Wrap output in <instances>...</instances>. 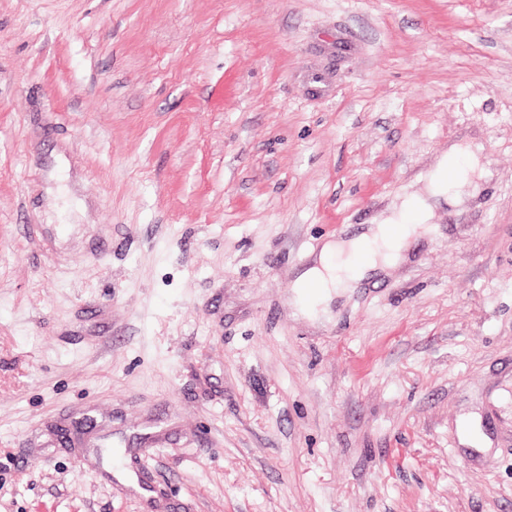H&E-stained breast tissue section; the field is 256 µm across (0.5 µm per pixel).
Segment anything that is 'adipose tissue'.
<instances>
[{"instance_id": "adipose-tissue-1", "label": "adipose tissue", "mask_w": 512, "mask_h": 512, "mask_svg": "<svg viewBox=\"0 0 512 512\" xmlns=\"http://www.w3.org/2000/svg\"><path fill=\"white\" fill-rule=\"evenodd\" d=\"M479 168L480 160L474 151L451 146L438 161L423 192L403 196L361 236L327 241L296 281L299 311L318 316L327 311L334 294L358 288L371 271L396 266L410 238L430 232L436 209L444 203L457 204L455 182L472 179Z\"/></svg>"}]
</instances>
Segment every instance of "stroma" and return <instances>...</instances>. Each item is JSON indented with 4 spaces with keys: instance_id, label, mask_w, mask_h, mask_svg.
<instances>
[{
    "instance_id": "1",
    "label": "stroma",
    "mask_w": 512,
    "mask_h": 512,
    "mask_svg": "<svg viewBox=\"0 0 512 512\" xmlns=\"http://www.w3.org/2000/svg\"><path fill=\"white\" fill-rule=\"evenodd\" d=\"M0 512H512V0H0ZM480 170L477 154L453 145L438 161L422 193L403 196L386 214L376 218L366 232L354 239L327 241L312 265L296 281V305L309 317L327 312L336 296L358 288L374 270L396 266L407 250L409 239L432 230L431 220L442 204L456 205L454 184L470 180ZM448 173L454 180L448 181ZM345 257L343 264L335 259Z\"/></svg>"
}]
</instances>
